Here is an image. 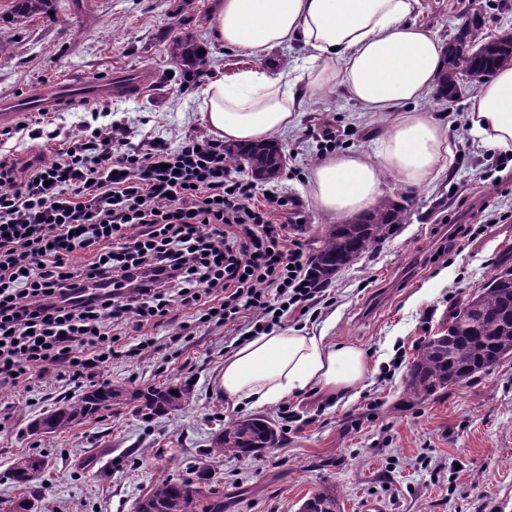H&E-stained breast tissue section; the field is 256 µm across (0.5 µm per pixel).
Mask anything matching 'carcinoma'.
<instances>
[{"mask_svg":"<svg viewBox=\"0 0 512 512\" xmlns=\"http://www.w3.org/2000/svg\"><path fill=\"white\" fill-rule=\"evenodd\" d=\"M51 0H12L11 15L17 25L44 15ZM482 23L458 28L449 40L444 65L436 78L438 95L450 99L462 92L463 76L477 80L499 68L512 66V35L487 38L481 34ZM171 60L189 71L200 70L206 56L192 40L176 38L168 48ZM229 163L247 167L259 182L279 179L285 155L275 141L246 146H226ZM408 220L407 208L384 200L373 210L350 224H328L320 246L312 258L314 284L328 283L336 273L359 260L385 240L397 224ZM512 356V278L505 270L493 272L485 287L448 313V328L421 343L404 379L403 395L411 404L441 394L452 385L477 374L488 373ZM137 402V412L146 420L155 416H181L191 406L189 389L170 383L149 386L129 393L121 387L104 385L62 402L38 421L44 433L72 428L92 415ZM278 443L276 425L264 418L244 417L225 425L215 433L206 456L240 457L272 448ZM30 457L14 463L10 471L13 483L23 488L10 501L6 512H16L20 502L40 501L33 487L39 477L29 467ZM207 470L190 478L165 476L136 502L135 512H224V499L212 489L202 487ZM301 512H341V494L336 485L324 483L312 492Z\"/></svg>","mask_w":512,"mask_h":512,"instance_id":"obj_1","label":"carcinoma"}]
</instances>
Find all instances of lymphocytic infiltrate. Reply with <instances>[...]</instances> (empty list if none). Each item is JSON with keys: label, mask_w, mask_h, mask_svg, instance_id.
<instances>
[{"label": "lymphocytic infiltrate", "mask_w": 512, "mask_h": 512, "mask_svg": "<svg viewBox=\"0 0 512 512\" xmlns=\"http://www.w3.org/2000/svg\"><path fill=\"white\" fill-rule=\"evenodd\" d=\"M130 136L85 126L50 164L0 157V389L93 380L176 305L181 337L208 323L240 344L318 298L281 186L233 177L219 139Z\"/></svg>", "instance_id": "lymphocytic-infiltrate-1"}]
</instances>
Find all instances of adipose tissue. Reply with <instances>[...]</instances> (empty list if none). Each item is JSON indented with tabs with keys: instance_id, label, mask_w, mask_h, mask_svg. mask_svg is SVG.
<instances>
[{
	"instance_id": "obj_1",
	"label": "adipose tissue",
	"mask_w": 512,
	"mask_h": 512,
	"mask_svg": "<svg viewBox=\"0 0 512 512\" xmlns=\"http://www.w3.org/2000/svg\"><path fill=\"white\" fill-rule=\"evenodd\" d=\"M420 0H219L213 36L251 59L210 80L201 112L209 133L231 144L266 142L295 127L304 105L343 91L367 112H390L373 153L341 152L317 161L307 183L321 215L340 222L372 209L382 177L414 189L437 180L453 152L442 124L417 103L443 65L440 41L417 22ZM303 44L285 69L267 65L274 49ZM472 136L512 150V66L472 97ZM362 349L299 328L263 333L224 360L226 399L261 409L307 389L343 395L366 380Z\"/></svg>"
}]
</instances>
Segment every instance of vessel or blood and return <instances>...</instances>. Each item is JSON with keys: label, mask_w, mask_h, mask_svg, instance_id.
<instances>
[{"label": "vessel or blood", "mask_w": 512, "mask_h": 512, "mask_svg": "<svg viewBox=\"0 0 512 512\" xmlns=\"http://www.w3.org/2000/svg\"><path fill=\"white\" fill-rule=\"evenodd\" d=\"M155 78L152 70L133 69L115 72L102 81L70 79L44 85L22 97L0 98V122H13L30 112H51L67 103L135 95L153 84Z\"/></svg>", "instance_id": "b4317fda"}]
</instances>
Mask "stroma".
I'll list each match as a JSON object with an SVG mask.
<instances>
[{
  "label": "stroma",
  "mask_w": 512,
  "mask_h": 512,
  "mask_svg": "<svg viewBox=\"0 0 512 512\" xmlns=\"http://www.w3.org/2000/svg\"><path fill=\"white\" fill-rule=\"evenodd\" d=\"M217 0H52L48 15L18 26L11 0H0V97L72 77L96 78L147 67L156 82L142 94L115 97L95 112L94 102L67 105L43 117L28 115L45 132L111 123L171 140L205 133L200 87L182 88L183 70L167 53L176 37L204 49L205 78L248 67V58L213 39ZM479 7L484 33H512V0H421L417 20L448 42L469 6ZM472 89L446 99L429 93L418 106L447 131L454 158L435 182L405 190L394 180L383 198L407 207V223L357 263L337 272L326 297L288 326L325 332L327 338L362 348L372 373L355 396L309 391L260 409L281 431L279 444L259 456H204L214 432L251 416L221 388L229 351L225 330L196 329L190 340L170 345L185 313L174 308L164 323L145 326L158 348L136 358H115L102 383L132 389L175 383L189 388L186 415L143 419L134 407L84 421L45 436L31 434L36 419L82 388L45 378L31 387L0 390L9 418L0 422V504L16 498L8 477L14 461L45 455L47 490L41 512H134L138 498L164 474L211 473L224 512H298L321 484L335 483L343 512H512V357L489 373L465 380L415 407L403 403V378L424 338L443 331L448 312L483 288L505 254H512V151H491L467 125ZM390 112L363 111L343 92L309 102L296 127L279 137L287 153L280 185L294 200L290 217L306 256L319 246L327 217L313 207L310 167L326 153H373ZM337 131L331 148L319 135ZM453 224H469L471 236L449 239ZM451 251L437 254L443 240Z\"/></svg>",
  "instance_id": "1"
}]
</instances>
